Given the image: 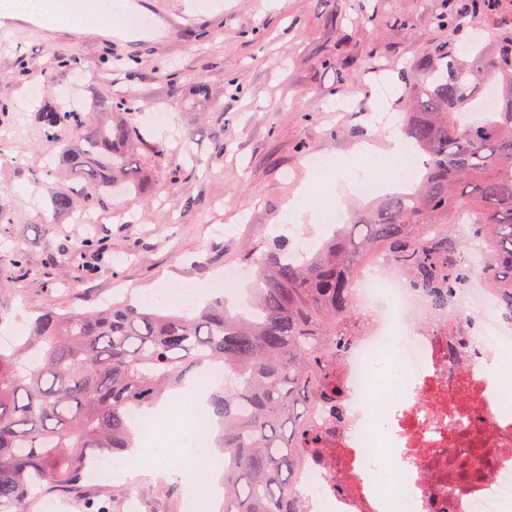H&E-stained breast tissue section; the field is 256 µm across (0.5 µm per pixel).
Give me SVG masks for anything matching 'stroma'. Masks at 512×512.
<instances>
[{
    "label": "stroma",
    "mask_w": 512,
    "mask_h": 512,
    "mask_svg": "<svg viewBox=\"0 0 512 512\" xmlns=\"http://www.w3.org/2000/svg\"><path fill=\"white\" fill-rule=\"evenodd\" d=\"M447 2L224 0L222 16L159 36L131 28L75 35L41 22L0 45V203L11 218L0 224V253L25 256L22 267L0 272V323L22 329L47 308L142 299L227 268L252 286L257 258L306 179V156L338 160L365 142L383 147L403 124L400 72L437 47L461 51L472 38L494 49L498 22L512 15V0H497L476 27L452 32L434 23ZM67 57L79 59V70L62 67ZM200 79L209 99L194 92ZM36 84L44 100L73 96L88 111L116 97L137 101L141 109L128 119L166 143L177 182L145 170L148 189L99 200L93 225L53 214L50 189L74 192L81 181L44 176L63 145L31 120ZM185 138L201 165L181 153ZM91 234L102 250L87 254L88 275L75 258ZM133 486L141 512L185 510V490L166 496L163 480L151 476Z\"/></svg>",
    "instance_id": "1"
}]
</instances>
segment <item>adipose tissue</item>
Here are the masks:
<instances>
[{
    "label": "adipose tissue",
    "mask_w": 512,
    "mask_h": 512,
    "mask_svg": "<svg viewBox=\"0 0 512 512\" xmlns=\"http://www.w3.org/2000/svg\"><path fill=\"white\" fill-rule=\"evenodd\" d=\"M387 141L386 148L367 146L356 159L309 171L306 188L288 204L289 219L320 223L323 210L337 199L339 187L351 183L366 166H378L384 183L403 180L406 171L400 160L408 144L393 134ZM213 425L205 391L197 381H188L157 410L155 423L139 431L137 448L120 459L119 466L134 476L162 474L182 486L197 487L200 494L191 501L189 512H211L206 490L214 481L212 451L200 447L199 438L212 434Z\"/></svg>",
    "instance_id": "1"
}]
</instances>
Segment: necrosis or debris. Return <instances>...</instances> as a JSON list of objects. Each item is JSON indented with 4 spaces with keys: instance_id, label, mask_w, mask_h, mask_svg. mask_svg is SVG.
I'll list each match as a JSON object with an SVG mask.
<instances>
[{
    "instance_id": "4bbe7bcc",
    "label": "necrosis or debris",
    "mask_w": 512,
    "mask_h": 512,
    "mask_svg": "<svg viewBox=\"0 0 512 512\" xmlns=\"http://www.w3.org/2000/svg\"><path fill=\"white\" fill-rule=\"evenodd\" d=\"M352 335L337 374L345 416L299 485L306 512H512V316L482 271L433 311L389 256L353 282ZM396 348L404 383L375 371ZM391 389L381 428L369 410ZM398 456L400 479L377 484L375 460Z\"/></svg>"
}]
</instances>
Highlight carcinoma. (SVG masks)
<instances>
[{"label":"carcinoma","mask_w":512,"mask_h":512,"mask_svg":"<svg viewBox=\"0 0 512 512\" xmlns=\"http://www.w3.org/2000/svg\"><path fill=\"white\" fill-rule=\"evenodd\" d=\"M495 2L470 0L463 14L450 7L435 24L458 29ZM401 78L405 133L421 159L417 181L353 212L297 259L284 244L269 247L256 263L248 312L222 297L191 314L139 299L47 309L21 345L0 350V512L84 491L90 463L135 447L130 412L151 413L189 373L214 365L236 379L209 397L224 431L223 512H305L296 487L325 437L312 405L319 397L343 418L338 352L353 309L351 284L371 258L389 255L443 309L470 274V244L455 225L471 224L490 248L487 284L512 312V20L500 24L495 55L475 46L467 60L446 51L422 56ZM488 85L502 88L501 97L476 118L473 102ZM31 120L50 139L75 133L45 175L78 174L87 209L115 190H140L137 156L176 177L166 144L136 124L45 102ZM76 204L68 192L49 198L55 213Z\"/></svg>","instance_id":"cac0c4a2"}]
</instances>
